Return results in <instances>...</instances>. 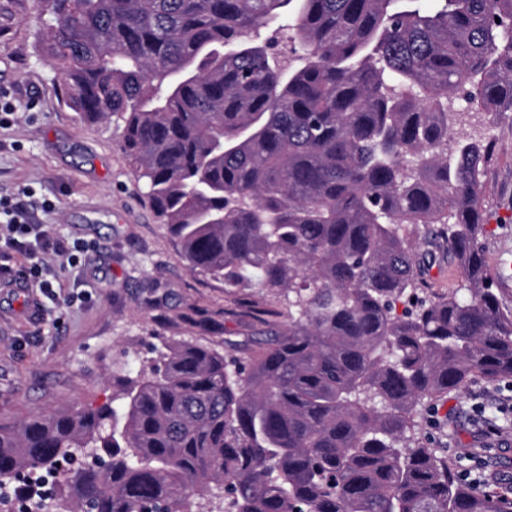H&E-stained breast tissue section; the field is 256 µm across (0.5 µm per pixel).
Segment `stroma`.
Wrapping results in <instances>:
<instances>
[{"mask_svg":"<svg viewBox=\"0 0 512 512\" xmlns=\"http://www.w3.org/2000/svg\"><path fill=\"white\" fill-rule=\"evenodd\" d=\"M38 0H0V87L18 106L0 128V192L31 188L57 207L35 218L70 240L93 242L78 267L50 258L66 298L0 288V424L95 407L136 377L154 349L197 342L249 357L265 325L231 289L191 272L148 204L122 150L121 123H79L55 91L39 41ZM456 127L490 133L497 161L481 204L488 275L512 309V112L491 117L455 100ZM503 382L476 381L419 417L421 444L445 453L456 474L482 483L512 472V410ZM496 434H489V426Z\"/></svg>","mask_w":512,"mask_h":512,"instance_id":"1","label":"stroma"}]
</instances>
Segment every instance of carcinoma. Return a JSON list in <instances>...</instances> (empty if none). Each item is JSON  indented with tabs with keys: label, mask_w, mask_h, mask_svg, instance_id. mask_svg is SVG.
Returning <instances> with one entry per match:
<instances>
[{
	"label": "carcinoma",
	"mask_w": 512,
	"mask_h": 512,
	"mask_svg": "<svg viewBox=\"0 0 512 512\" xmlns=\"http://www.w3.org/2000/svg\"><path fill=\"white\" fill-rule=\"evenodd\" d=\"M79 122L117 118L193 273L284 298L245 359L157 351L96 408L0 424V488L88 449L57 512H512L408 444L418 409L512 381V309L485 261L490 135L512 112V0H41ZM464 272L435 292L425 264ZM404 304L397 312V304Z\"/></svg>",
	"instance_id": "1"
}]
</instances>
